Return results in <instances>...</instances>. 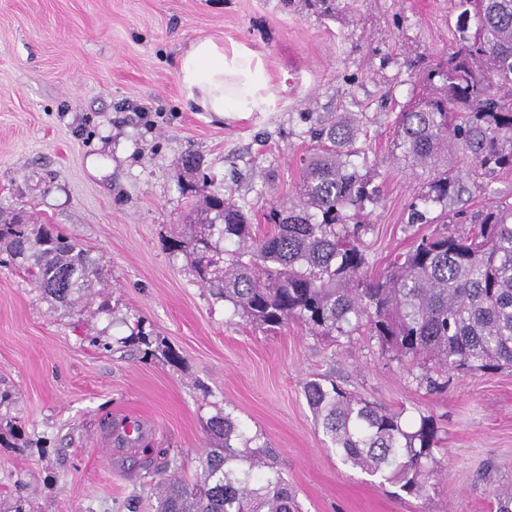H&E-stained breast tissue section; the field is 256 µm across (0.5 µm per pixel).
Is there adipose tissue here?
<instances>
[{
    "mask_svg": "<svg viewBox=\"0 0 512 512\" xmlns=\"http://www.w3.org/2000/svg\"><path fill=\"white\" fill-rule=\"evenodd\" d=\"M260 73L246 53L226 54L223 44L210 38L191 41L179 59V78L187 101L218 117L246 111L248 94L261 84Z\"/></svg>",
    "mask_w": 512,
    "mask_h": 512,
    "instance_id": "1",
    "label": "adipose tissue"
}]
</instances>
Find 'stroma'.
<instances>
[{
	"label": "stroma",
	"instance_id": "obj_1",
	"mask_svg": "<svg viewBox=\"0 0 512 512\" xmlns=\"http://www.w3.org/2000/svg\"><path fill=\"white\" fill-rule=\"evenodd\" d=\"M454 0H348L328 18L303 0H0V210L26 211L77 240L102 271L104 298L60 305L0 265V512H149L169 449L196 480L213 447L207 423L229 412L295 491L302 512H493L512 487V369L452 375L428 390L420 367L375 337L317 336L291 322L264 331L202 287L171 240L193 228L180 182L187 154L263 235L270 206L296 198L315 120L356 115L367 204L369 276L421 225V184L393 153L397 115L418 66L456 34ZM209 37L249 52L266 75L249 111L217 118L186 100L178 56ZM152 113L153 126L139 115ZM467 188L449 211L512 202V171ZM143 331L179 356L128 343ZM440 429L434 486L416 499L344 465L303 395L314 375ZM137 412L153 424L145 466L110 472L93 455L99 423Z\"/></svg>",
	"mask_w": 512,
	"mask_h": 512
}]
</instances>
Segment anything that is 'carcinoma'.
<instances>
[{"instance_id": "cac0c4a2", "label": "carcinoma", "mask_w": 512, "mask_h": 512, "mask_svg": "<svg viewBox=\"0 0 512 512\" xmlns=\"http://www.w3.org/2000/svg\"><path fill=\"white\" fill-rule=\"evenodd\" d=\"M455 44L420 72L398 113L394 149L424 179L418 200L441 207L463 180L512 169V0H455ZM474 28H469L470 18ZM301 158L298 202L264 213L269 233L252 235L250 218L214 180L190 184L197 203L186 215L188 239L172 241L199 282L214 288L235 313L263 330L295 320L321 336L364 330L401 361L433 374L493 373L512 367V204L491 205L454 228L417 236L377 277L358 220L376 198L371 178L352 157L359 154L354 121L321 122L310 129ZM234 242L230 250L225 243ZM22 266L50 300L67 304L90 290L100 275L88 252L49 224L15 213L0 219V264ZM303 393L316 423L344 463L381 474L410 496L431 488L438 429L420 416L410 431L402 413L379 409L334 382L311 378ZM220 447L202 461L195 484L166 462L154 512H299L296 493L231 414L208 422Z\"/></svg>"}]
</instances>
